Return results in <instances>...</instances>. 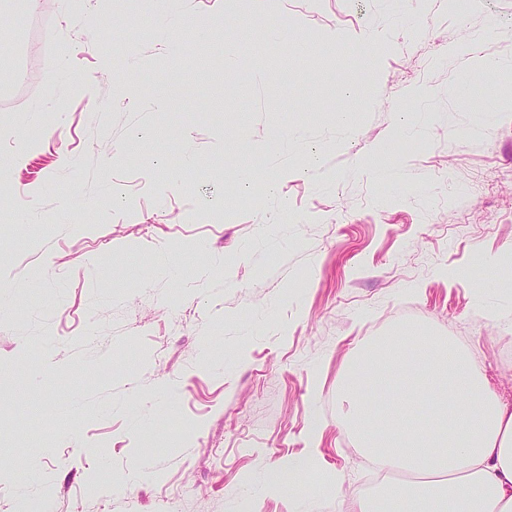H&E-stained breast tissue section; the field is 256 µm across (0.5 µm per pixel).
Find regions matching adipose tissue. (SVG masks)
Returning <instances> with one entry per match:
<instances>
[{"instance_id":"ef3b65f1","label":"adipose tissue","mask_w":512,"mask_h":512,"mask_svg":"<svg viewBox=\"0 0 512 512\" xmlns=\"http://www.w3.org/2000/svg\"><path fill=\"white\" fill-rule=\"evenodd\" d=\"M366 388L376 407L362 401ZM339 392L360 452L409 476L350 512H512V405L465 353L428 336H385L349 363Z\"/></svg>"}]
</instances>
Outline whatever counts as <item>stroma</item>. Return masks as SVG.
<instances>
[{
  "label": "stroma",
  "instance_id": "1",
  "mask_svg": "<svg viewBox=\"0 0 512 512\" xmlns=\"http://www.w3.org/2000/svg\"><path fill=\"white\" fill-rule=\"evenodd\" d=\"M183 7L206 28L190 53L153 0H46L66 85L0 112V512H347L368 468L338 384L407 330L450 338L512 403V284L488 285L512 264V108L481 114L512 89V0ZM297 456L313 487L267 489ZM101 462L115 486L95 492Z\"/></svg>",
  "mask_w": 512,
  "mask_h": 512
}]
</instances>
